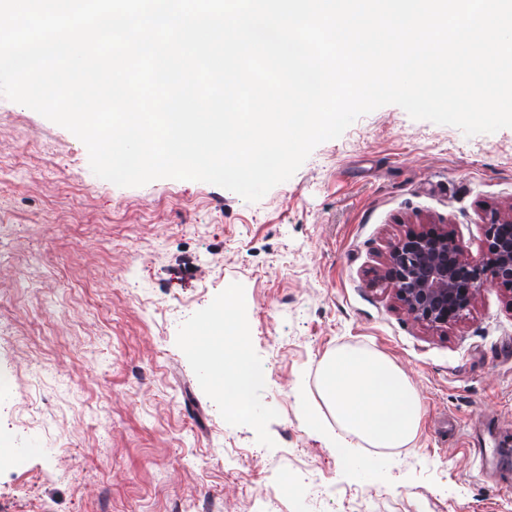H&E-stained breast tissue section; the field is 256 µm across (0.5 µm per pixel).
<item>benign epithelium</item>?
Listing matches in <instances>:
<instances>
[{"instance_id":"1","label":"benign epithelium","mask_w":512,"mask_h":512,"mask_svg":"<svg viewBox=\"0 0 512 512\" xmlns=\"http://www.w3.org/2000/svg\"><path fill=\"white\" fill-rule=\"evenodd\" d=\"M375 282L390 287L414 323L433 330L457 323L484 288L512 293V218L485 225L484 248L476 259L447 225L411 228L393 245Z\"/></svg>"}]
</instances>
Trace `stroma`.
I'll list each match as a JSON object with an SVG mask.
<instances>
[{
	"label": "stroma",
	"instance_id": "1",
	"mask_svg": "<svg viewBox=\"0 0 512 512\" xmlns=\"http://www.w3.org/2000/svg\"><path fill=\"white\" fill-rule=\"evenodd\" d=\"M512 215V128L464 135L382 106L256 202L201 181L120 187L65 128L0 95V512H512V293L485 289L445 331L373 279L413 224L479 257ZM234 291L265 373L225 412L188 343ZM340 347L390 358L424 406L388 481L346 478L308 396ZM497 459L483 469L474 455Z\"/></svg>",
	"mask_w": 512,
	"mask_h": 512
}]
</instances>
